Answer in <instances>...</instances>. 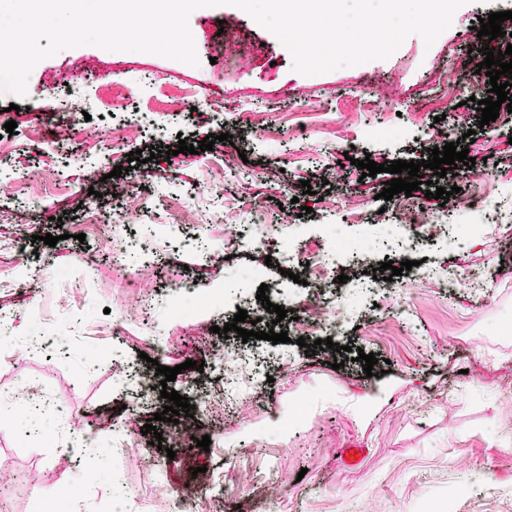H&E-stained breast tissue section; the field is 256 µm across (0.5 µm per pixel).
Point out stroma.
Segmentation results:
<instances>
[{
    "mask_svg": "<svg viewBox=\"0 0 512 512\" xmlns=\"http://www.w3.org/2000/svg\"><path fill=\"white\" fill-rule=\"evenodd\" d=\"M512 11V0H469L432 46L409 36L388 59L306 76L292 70L289 51L246 12L229 5L202 7L189 18L199 66L154 54L112 52L93 45L67 49L33 69L26 97L0 92V157L15 172L32 174L24 195L0 196V210H19L37 225L38 241H21L18 223L0 222V311L13 324L0 332V453L12 456L0 476L7 512H54L51 489L68 481L80 488L81 512H171L172 490L191 492L193 512H512V239L490 230L472 238L427 240L410 228L399 239L375 240L368 266L425 260L461 276L487 272L483 293L448 289L437 279L406 271L389 289L347 283L293 282L266 265L285 239L321 241L327 226L349 239L369 230L363 217L384 210L422 209L451 222L477 219L469 199L487 185L489 208L512 206V113L500 110L481 125L466 104L464 71L482 62L475 27L490 13ZM75 87L93 106L71 119L75 142L91 155L77 157L55 139L53 89ZM191 110L175 111V104ZM153 114L134 128L129 111ZM15 121L6 133L7 121ZM231 141L212 150L167 157L179 138L198 144L217 126ZM474 138H467V131ZM468 147L475 165L457 179L448 203L424 191L385 200L389 173L363 177L356 163L424 159L428 148L451 141ZM154 154L142 164L134 150ZM350 163H343V155ZM128 166L112 177L114 166ZM335 177L320 184L326 169ZM106 178L102 215H128L125 262L114 263L111 227L86 223L88 176ZM312 194H305L303 181ZM142 194L129 195L132 183ZM220 193L224 207L210 211ZM288 201L287 210L279 202ZM309 214H301V207ZM243 226L257 249L224 243L225 225ZM57 236L56 246L42 237ZM264 269L252 280L256 295L289 310L274 325L288 342L219 337L213 326L233 320L237 306L192 320L172 317V304L195 307L212 288H234L241 271ZM329 299L348 308L335 337L340 369L322 355L298 353L305 328L303 301ZM179 347H171L170 339ZM257 347L262 367L226 373L228 357ZM374 353L366 377L351 348ZM200 361L203 371L185 368ZM182 366L170 384L190 402L222 393L233 377L248 404L234 423L216 426L202 415L158 423L163 439L178 430L209 436V448L153 450L148 438L114 429L137 405L140 419L161 404H137L130 371L153 363ZM366 455L354 469L340 462L348 443ZM125 452L113 454L116 444ZM82 447L74 456L71 446ZM274 466L277 491L255 489L258 471ZM222 467L224 495L197 494L189 475Z\"/></svg>",
    "mask_w": 512,
    "mask_h": 512,
    "instance_id": "1",
    "label": "stroma"
}]
</instances>
